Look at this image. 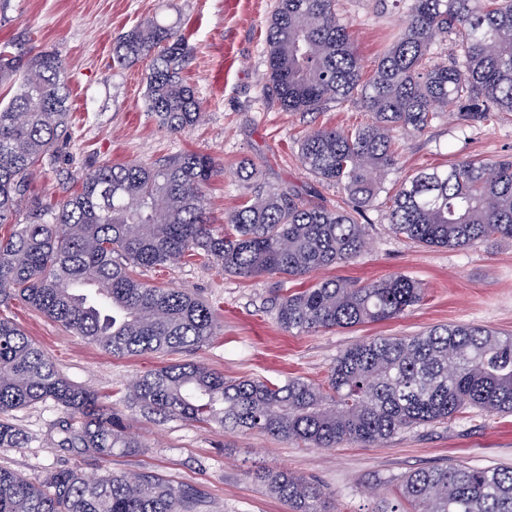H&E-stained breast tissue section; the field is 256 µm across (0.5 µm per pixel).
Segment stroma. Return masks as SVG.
<instances>
[{"mask_svg": "<svg viewBox=\"0 0 512 512\" xmlns=\"http://www.w3.org/2000/svg\"><path fill=\"white\" fill-rule=\"evenodd\" d=\"M275 0H0V44L22 50L56 51L69 62V130L58 156L32 183L31 196L43 203L76 191L82 176L103 162L162 163L183 151L203 149L224 167L208 187L214 224L246 200L247 188L235 169L255 161L265 184H288L333 207L346 197L322 183L301 163V137L316 128L346 130L364 121L358 101L328 104L319 112H286L266 85L265 38ZM353 26L364 67L400 32L402 7L377 0H341ZM159 14L174 23L193 52L181 75L204 104L199 124L181 135L162 129L146 109L147 61L119 65L118 37L144 18ZM512 156V118L462 127L441 118L424 132L401 135L398 165L388 185L427 168L464 159L494 161ZM361 222L369 250L359 258L322 270L325 278L359 283L403 272L425 290L421 303L402 315L349 329L294 334L276 320L275 302L302 281L277 276L243 278L214 266L176 265L136 269L142 280L194 294L214 309L215 334L208 344L172 355L115 357L25 304L15 301L0 314L19 324L73 383L95 390L105 402L147 371L181 360L199 363L228 378L283 382L298 377L323 382L337 357L352 344L376 336H413L440 324H474L512 334V241L464 249L428 248L396 237L383 201ZM61 415L52 402L16 412L11 420L29 437L26 447L0 448V466L41 480L74 468L89 476L150 471L175 484L197 486L209 512H289L248 474L260 465L285 470L319 485L330 512H379L398 502L408 473L432 465L512 466V414L464 408L454 418L406 428L378 447L352 443L307 448L259 432L224 431L183 419H158L127 411L125 424L143 447L113 453L103 466L76 452L50 447Z\"/></svg>", "mask_w": 512, "mask_h": 512, "instance_id": "obj_1", "label": "stroma"}]
</instances>
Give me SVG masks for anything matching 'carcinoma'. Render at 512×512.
Wrapping results in <instances>:
<instances>
[{
  "label": "carcinoma",
  "instance_id": "obj_1",
  "mask_svg": "<svg viewBox=\"0 0 512 512\" xmlns=\"http://www.w3.org/2000/svg\"><path fill=\"white\" fill-rule=\"evenodd\" d=\"M340 0H276L266 37L267 85L286 112H317L356 99L370 119L346 131L319 128L300 141L316 178L343 189L348 208L313 203L289 185L260 186L244 204L210 220L207 190L220 172L213 156L187 152L164 164L104 163L54 207L30 198L37 169L55 158L69 124L62 55L0 46V302L19 299L114 356L198 348L215 333L200 298L133 276L137 267L199 260L242 277L307 275L362 256L365 209L396 169L397 132L421 133L442 115L462 126L512 115V0H394L406 26L364 73ZM453 45L449 58L438 47ZM190 54L175 26L151 16L123 33L119 64L150 59L146 106L159 126L181 134L203 106L180 76ZM388 224L430 248L462 249L512 239V160H462L421 170L388 196ZM424 288L397 273L358 284L324 278L276 302L289 333L347 329L395 318ZM61 407L53 448L105 462L141 443L116 408L70 382L17 324L0 317V415L40 402ZM120 402L164 419L264 432L313 448L378 446L401 429L448 420L464 407L512 413V335L478 325H440L415 336L358 342L336 359L324 383L228 379L176 362L150 371ZM24 431L0 421V448H23ZM291 512H329L326 496L286 472L258 474ZM409 505L383 512H512V467L464 464L410 473ZM193 485L152 472L89 478L63 469L42 481L0 467V512H201Z\"/></svg>",
  "mask_w": 512,
  "mask_h": 512
}]
</instances>
